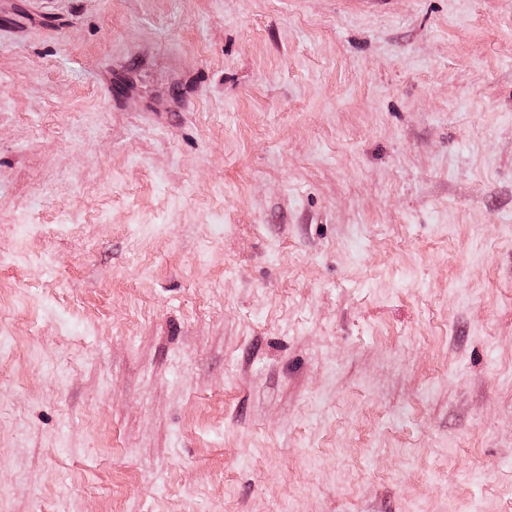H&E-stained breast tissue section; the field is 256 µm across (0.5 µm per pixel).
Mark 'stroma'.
Instances as JSON below:
<instances>
[{"mask_svg": "<svg viewBox=\"0 0 512 512\" xmlns=\"http://www.w3.org/2000/svg\"><path fill=\"white\" fill-rule=\"evenodd\" d=\"M0 512H512V0H0Z\"/></svg>", "mask_w": 512, "mask_h": 512, "instance_id": "stroma-1", "label": "stroma"}]
</instances>
